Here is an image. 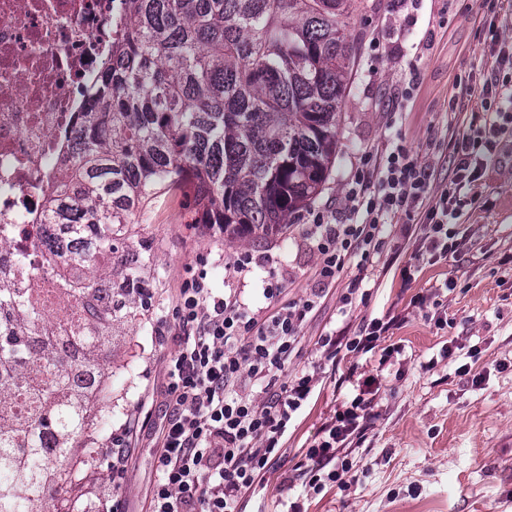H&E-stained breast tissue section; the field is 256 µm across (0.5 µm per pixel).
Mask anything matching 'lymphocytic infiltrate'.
<instances>
[{
  "label": "lymphocytic infiltrate",
  "mask_w": 512,
  "mask_h": 512,
  "mask_svg": "<svg viewBox=\"0 0 512 512\" xmlns=\"http://www.w3.org/2000/svg\"><path fill=\"white\" fill-rule=\"evenodd\" d=\"M501 132V126L488 121L463 133L453 146L455 176L437 192L424 167L403 146H396L380 164L372 153H363L346 184L341 217L325 211L312 215L316 286L299 300L281 302L270 312L252 311L236 294L212 288L205 269L185 267L172 310L177 331H157L160 345L170 352L160 390L150 512H241L244 496L283 448L290 422L322 384L324 363L335 362L342 351L379 352L385 333L397 323L393 317L375 318L355 336L332 330L316 342L318 362L281 381L308 315L351 260L358 273L345 284L339 302L341 310L352 307L380 253L383 229L396 214L427 211L423 244L413 255L416 263L454 252L444 227L466 206V189L492 161ZM379 354L375 374L326 418L299 464L313 493L344 483L349 470L344 451L371 418L378 375L391 358L390 353ZM133 437L123 426L108 439L102 453L113 479L91 485V506L118 498Z\"/></svg>",
  "instance_id": "1"
}]
</instances>
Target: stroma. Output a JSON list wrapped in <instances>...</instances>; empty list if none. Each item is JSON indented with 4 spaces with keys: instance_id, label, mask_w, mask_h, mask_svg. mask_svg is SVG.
I'll use <instances>...</instances> for the list:
<instances>
[{
    "instance_id": "stroma-1",
    "label": "stroma",
    "mask_w": 512,
    "mask_h": 512,
    "mask_svg": "<svg viewBox=\"0 0 512 512\" xmlns=\"http://www.w3.org/2000/svg\"><path fill=\"white\" fill-rule=\"evenodd\" d=\"M350 22L362 42L357 74L339 126L336 159L322 192L296 216L286 233L268 241H228L223 233L197 236L191 229L193 185L160 201L132 225L124 250L146 260V295L123 297L106 353L112 383L102 398L112 403V424L133 420L150 391L163 382L167 348L155 329L172 320L186 264L208 257L212 287L236 289L250 309L268 306V271H275L287 297L310 288L315 262L311 214L345 205L344 187L361 152L383 156L403 145L428 169L433 187L448 184L456 160L452 144L470 126L484 124L479 100L463 101L464 84L502 82L512 69L491 56V38L512 41V0H419L413 15L392 0H366ZM419 87L402 111L393 100L411 80ZM457 110H450L451 99ZM450 229L457 250L420 266L411 276L422 213L386 225L381 254L364 299L339 313L345 283L357 274L346 264L321 309L309 317L296 354L285 369L293 374L317 358L315 342L334 318L350 331L362 322L401 317L387 344L397 346L376 399L373 417L349 450L345 488L327 486L305 494L297 466L335 402L351 399V385L335 387V375L371 374L376 358L340 352L335 371L288 430L284 450L248 494L243 512H276L281 480H294L305 512H512V129L497 155L469 191ZM244 252L264 254L266 268L243 275L230 268ZM424 308H415L417 298ZM468 365L469 374L459 366ZM153 430L130 448L129 472L120 489L122 512H148L154 480Z\"/></svg>"
}]
</instances>
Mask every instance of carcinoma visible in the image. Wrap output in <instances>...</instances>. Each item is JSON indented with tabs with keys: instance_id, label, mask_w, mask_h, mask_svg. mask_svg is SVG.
I'll return each instance as SVG.
<instances>
[{
	"instance_id": "carcinoma-1",
	"label": "carcinoma",
	"mask_w": 512,
	"mask_h": 512,
	"mask_svg": "<svg viewBox=\"0 0 512 512\" xmlns=\"http://www.w3.org/2000/svg\"><path fill=\"white\" fill-rule=\"evenodd\" d=\"M126 30L112 46L47 223L65 229L62 258L82 303L107 304L95 335L111 342L112 294L144 287L140 253L95 279L94 249L115 246L139 215L190 182L193 223L224 238L282 235L318 194L336 159V128L361 52L348 32L364 0H123ZM22 338L0 334V358ZM37 428L0 430V512L32 495ZM65 449L55 465L66 491Z\"/></svg>"
}]
</instances>
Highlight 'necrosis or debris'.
Instances as JSON below:
<instances>
[{"mask_svg": "<svg viewBox=\"0 0 512 512\" xmlns=\"http://www.w3.org/2000/svg\"><path fill=\"white\" fill-rule=\"evenodd\" d=\"M121 0H0V284L25 285L46 327L84 318L45 222L79 120L124 29Z\"/></svg>", "mask_w": 512, "mask_h": 512, "instance_id": "4bbe7bcc", "label": "necrosis or debris"}]
</instances>
